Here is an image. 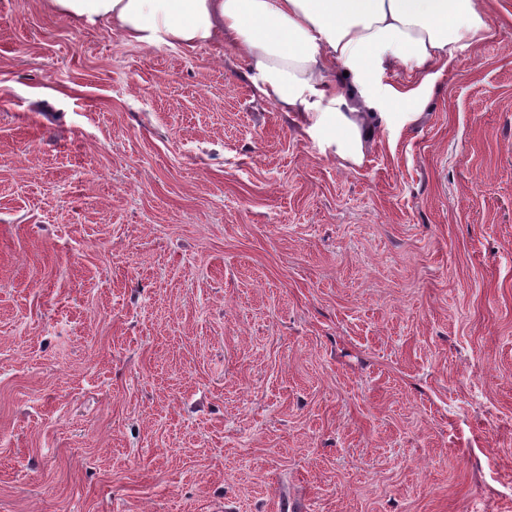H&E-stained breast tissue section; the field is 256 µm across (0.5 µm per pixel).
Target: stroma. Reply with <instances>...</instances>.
Returning <instances> with one entry per match:
<instances>
[{"label":"stroma","instance_id":"1","mask_svg":"<svg viewBox=\"0 0 512 512\" xmlns=\"http://www.w3.org/2000/svg\"><path fill=\"white\" fill-rule=\"evenodd\" d=\"M362 165L223 45L0 0V512H512V0Z\"/></svg>","mask_w":512,"mask_h":512}]
</instances>
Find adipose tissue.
<instances>
[{
	"mask_svg": "<svg viewBox=\"0 0 512 512\" xmlns=\"http://www.w3.org/2000/svg\"><path fill=\"white\" fill-rule=\"evenodd\" d=\"M79 23L111 24L147 48L216 41L244 76L343 161L361 164L386 101L412 105L459 43L494 37L485 0H49ZM400 67L410 83L382 86Z\"/></svg>",
	"mask_w": 512,
	"mask_h": 512,
	"instance_id": "obj_1",
	"label": "adipose tissue"
}]
</instances>
